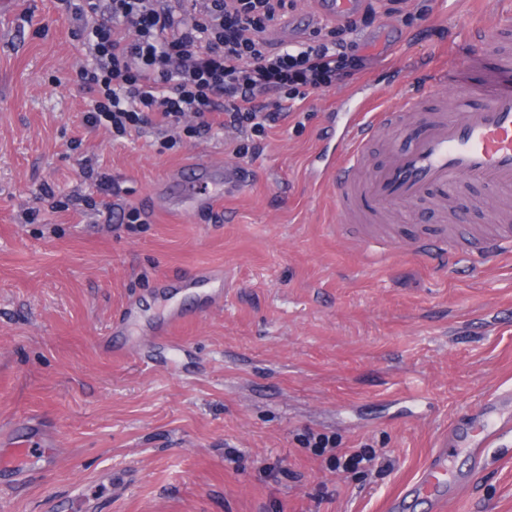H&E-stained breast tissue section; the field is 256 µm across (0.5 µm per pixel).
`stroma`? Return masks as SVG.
<instances>
[{
    "label": "stroma",
    "instance_id": "stroma-1",
    "mask_svg": "<svg viewBox=\"0 0 512 512\" xmlns=\"http://www.w3.org/2000/svg\"><path fill=\"white\" fill-rule=\"evenodd\" d=\"M414 26L391 20L409 45L374 52L371 79H416L420 63L446 71L442 97L474 89L472 107L512 88V30L493 51L469 37L499 0H429ZM79 55L58 0H14L0 13V438L47 427L53 464L37 461L0 488V512H386L440 434L512 387V258L462 257L458 275L404 250L433 224L460 241L486 224L483 184L460 179L452 211L395 203L392 254L375 259L346 235L334 190L308 175L324 126H341V89L308 92L262 150L234 157L231 132L158 153L153 138L113 141L86 132L92 96L72 79ZM80 149L69 150L72 138ZM93 155L123 187L120 215L50 208ZM218 159L246 179L216 207L181 211L159 188L183 168ZM40 207L35 223L14 215ZM223 267V309L201 311L195 291L174 303L197 311L168 346L146 342L115 358L102 341L127 302L158 319L164 277ZM366 443L386 471H330L306 448V430ZM472 494L442 512H512V442L485 448Z\"/></svg>",
    "mask_w": 512,
    "mask_h": 512
}]
</instances>
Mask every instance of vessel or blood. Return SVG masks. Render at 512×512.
<instances>
[{
    "label": "vessel or blood",
    "instance_id": "vessel-or-blood-1",
    "mask_svg": "<svg viewBox=\"0 0 512 512\" xmlns=\"http://www.w3.org/2000/svg\"><path fill=\"white\" fill-rule=\"evenodd\" d=\"M361 5V0H318L314 16L340 19L356 13ZM443 79V73L430 71L419 86H406L398 106L392 110H372L370 98L359 96L354 88L343 95L346 114L338 153L328 162L322 156H314L309 167L314 178L338 187L336 204L343 216L358 214L363 201L378 209L394 202H414L436 190L447 194L462 178L496 189L512 187V90L495 93L473 112L468 107L473 97L471 89L460 87L455 94L454 112L429 115L421 122L410 148L388 150L379 163H370L369 145L402 124L424 101L434 98ZM213 170L223 176V183L210 187L182 184L178 198L184 210L211 206L225 189L238 188L243 182V172L238 167L217 164ZM495 219L497 228L475 237L473 254L485 258L512 256V211L496 210ZM414 247L430 265L455 269L460 249L448 228L431 229L416 239ZM177 284L182 289L199 290L206 309L224 305L223 268H197L178 277ZM187 320L182 309L170 308L150 334L171 335ZM511 403V389L495 391L481 404L479 418H462L448 429L417 478L405 488V495L442 505L448 497L467 488L469 477L461 475L448 461L449 442L459 437L467 440L471 466L479 468L483 450L490 442L512 438V417L504 413ZM53 452L50 446L34 449L21 440L9 442L0 448V478L16 480L24 476L36 457L48 458Z\"/></svg>",
    "mask_w": 512,
    "mask_h": 512
}]
</instances>
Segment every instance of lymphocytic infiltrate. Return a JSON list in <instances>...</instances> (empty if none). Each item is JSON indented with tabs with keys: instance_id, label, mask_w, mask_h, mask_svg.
<instances>
[{
	"instance_id": "obj_1",
	"label": "lymphocytic infiltrate",
	"mask_w": 512,
	"mask_h": 512,
	"mask_svg": "<svg viewBox=\"0 0 512 512\" xmlns=\"http://www.w3.org/2000/svg\"><path fill=\"white\" fill-rule=\"evenodd\" d=\"M84 61L77 84L93 100L86 129L113 139L143 132L160 151L235 131L232 152L258 153L269 128L307 90L327 91L362 72L369 59L354 34L381 19L415 16L404 0H369L354 16L328 22L310 38L283 45L269 31L296 0H60ZM306 447L349 473L383 455L368 445L342 447L306 431Z\"/></svg>"
}]
</instances>
